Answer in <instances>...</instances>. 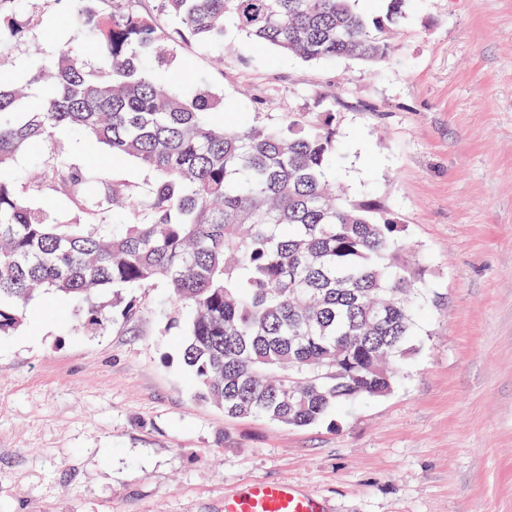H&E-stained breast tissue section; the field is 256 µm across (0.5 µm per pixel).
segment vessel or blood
<instances>
[{
	"label": "vessel or blood",
	"instance_id": "obj_1",
	"mask_svg": "<svg viewBox=\"0 0 512 512\" xmlns=\"http://www.w3.org/2000/svg\"><path fill=\"white\" fill-rule=\"evenodd\" d=\"M224 512H326L324 500L287 482L257 479L224 499Z\"/></svg>",
	"mask_w": 512,
	"mask_h": 512
}]
</instances>
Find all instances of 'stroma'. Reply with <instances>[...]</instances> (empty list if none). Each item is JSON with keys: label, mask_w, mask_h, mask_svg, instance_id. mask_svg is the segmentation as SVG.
Returning a JSON list of instances; mask_svg holds the SVG:
<instances>
[{"label": "stroma", "mask_w": 512, "mask_h": 512, "mask_svg": "<svg viewBox=\"0 0 512 512\" xmlns=\"http://www.w3.org/2000/svg\"><path fill=\"white\" fill-rule=\"evenodd\" d=\"M14 7L38 23L0 47V69L26 78L68 45L94 56L58 0ZM165 74L229 120L335 113L329 176L381 197L428 269L414 352L390 394L288 427L196 398L166 288L137 290L132 317L96 330L83 303L35 297L0 336V512H224L255 479L316 493L329 512H512V0H413L376 64L306 63L228 36L176 42ZM54 153L150 178L66 130L13 171Z\"/></svg>", "instance_id": "1"}]
</instances>
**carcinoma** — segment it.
Returning <instances> with one entry per match:
<instances>
[{"instance_id": "cac0c4a2", "label": "carcinoma", "mask_w": 512, "mask_h": 512, "mask_svg": "<svg viewBox=\"0 0 512 512\" xmlns=\"http://www.w3.org/2000/svg\"><path fill=\"white\" fill-rule=\"evenodd\" d=\"M58 2L106 66L61 51L30 80L45 90L37 103L0 71V335L40 293L85 303L97 323L131 316L133 290L161 284L171 322L190 313L181 365L228 416L307 427L387 395L413 353L425 267L380 200L325 184L336 113L262 125L241 112L229 125L209 95H180L156 71L166 42L208 46L227 32L307 62L383 61L411 0H388L372 19L355 0H158L156 14L139 0ZM13 3L0 0V47L34 25L13 17ZM61 127L137 162L151 182L116 181L58 153L18 180V153ZM58 194L85 225L54 221Z\"/></svg>"}]
</instances>
